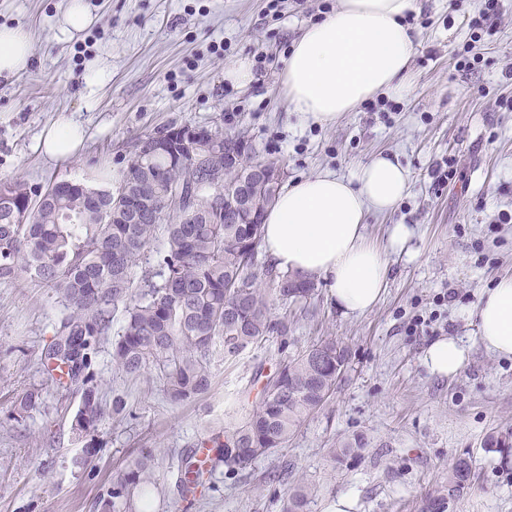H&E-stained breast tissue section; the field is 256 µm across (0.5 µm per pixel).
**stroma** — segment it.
<instances>
[{
    "label": "stroma",
    "mask_w": 512,
    "mask_h": 512,
    "mask_svg": "<svg viewBox=\"0 0 512 512\" xmlns=\"http://www.w3.org/2000/svg\"><path fill=\"white\" fill-rule=\"evenodd\" d=\"M66 0H0V25L22 27L32 64L0 79V181L45 185L66 177L103 186L126 168L136 139L167 125H204L245 136L257 158L279 165L285 182L323 171L352 178L385 153L410 172V190L390 214L369 215L366 236L387 251L389 285L361 316L343 314L323 279L310 303L287 317L285 336L233 359L214 354L211 387L172 403L154 376L128 378L112 368V337L93 368L105 398L121 394L131 415L105 417L93 435L71 429L80 397L50 388L24 422L11 416L22 390L45 384L41 363L64 307L28 275L0 284V512H102L116 476L152 450L148 499L132 512H282L297 481L313 485L309 512L351 495L356 512H420L429 489L460 456L475 478L454 512H512V448L484 441L512 428V358L475 342L472 311L485 288L512 277V0H500L496 33L479 43L473 69L457 65L470 43L468 15L482 0L452 10L422 0L411 29L416 51L408 89L382 95L331 126L300 123L281 84L294 41L338 0H88L95 17L80 38L63 40L57 18ZM252 63L239 88L224 66ZM62 119L82 123L87 139L66 160L38 150L44 130ZM454 159V181L438 185L433 166ZM410 236L390 247L395 225ZM461 337L464 367L430 374L423 350ZM332 337L350 352L334 396L285 447L237 475L217 468L191 503L179 488L182 451L240 421L258 402L264 377L281 361ZM363 435L360 456L334 462L330 450Z\"/></svg>",
    "instance_id": "obj_1"
}]
</instances>
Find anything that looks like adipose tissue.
Returning a JSON list of instances; mask_svg holds the SVG:
<instances>
[{"label":"adipose tissue","mask_w":512,"mask_h":512,"mask_svg":"<svg viewBox=\"0 0 512 512\" xmlns=\"http://www.w3.org/2000/svg\"><path fill=\"white\" fill-rule=\"evenodd\" d=\"M420 0H339L335 12L309 25L294 41L283 72L284 94L300 121L327 126L363 102L403 91L414 54L408 17ZM33 53L28 34L0 26V76L25 70ZM82 124L59 121L38 147L49 159L78 153ZM409 171L396 158L379 155L354 179L324 171L280 191L263 221L262 247L274 267L321 277L337 308L362 315L388 286L384 249L365 232L369 214L394 211L409 191ZM474 335L490 353L512 357V277L497 280L475 308ZM462 338L443 336L429 344L422 363L450 377L463 367Z\"/></svg>","instance_id":"obj_1"}]
</instances>
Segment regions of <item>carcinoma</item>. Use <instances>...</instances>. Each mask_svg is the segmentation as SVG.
<instances>
[{"label": "carcinoma", "instance_id": "carcinoma-1", "mask_svg": "<svg viewBox=\"0 0 512 512\" xmlns=\"http://www.w3.org/2000/svg\"><path fill=\"white\" fill-rule=\"evenodd\" d=\"M211 145L195 153L172 147L168 137L149 136L157 149L140 155L134 144L128 170L121 173L112 203V188H92L68 178L48 191L16 178L3 183L0 198V280L26 273L52 289L67 311L57 336L45 352L46 364L59 371L57 384L80 394L73 430L88 435L105 417L92 355L110 335L112 314L123 307L119 338L112 344V367L128 377L155 371L170 400L180 403L208 391L215 347L235 357L250 345L274 334L284 335L287 323L275 319L270 302L282 305L308 301L315 293L312 279L258 264L267 203L251 224L207 205L188 208L179 190L202 191L207 169L198 156L235 154L225 164L224 192L244 181L252 193L264 192L254 182L262 165L247 141L224 145V131L209 129ZM27 213L25 223L19 216ZM164 231V247L152 270L137 272L146 249ZM349 362L348 349L333 339L313 344L288 358L268 377L262 395L246 421L226 427L211 439L212 455L199 461L196 450L182 458L186 483L199 486L203 465L213 460L230 474L251 468L286 444L301 424L328 402L339 380L337 367ZM43 400L39 388L13 401L12 417L23 421ZM364 446L357 437L338 442L332 458L341 460ZM151 455L137 459L113 483L105 512L130 506L131 491L140 488L147 500ZM473 480L470 460L458 458L448 479L426 495L424 512H438L448 496L459 499ZM315 489L301 484L283 504V512H307Z\"/></svg>", "mask_w": 512, "mask_h": 512}]
</instances>
